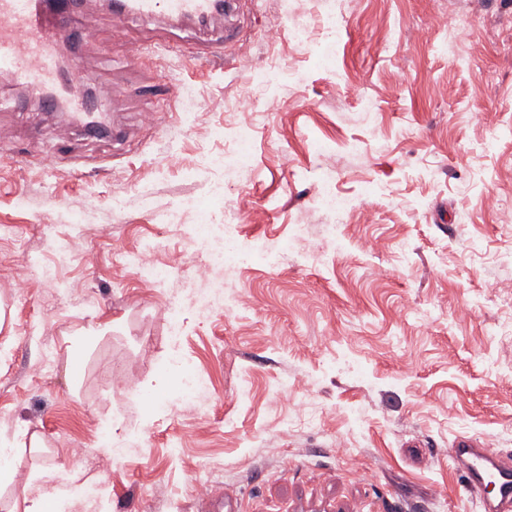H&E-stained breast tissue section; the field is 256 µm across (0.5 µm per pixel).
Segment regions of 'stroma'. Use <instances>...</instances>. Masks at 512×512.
Returning <instances> with one entry per match:
<instances>
[{
    "label": "stroma",
    "instance_id": "obj_1",
    "mask_svg": "<svg viewBox=\"0 0 512 512\" xmlns=\"http://www.w3.org/2000/svg\"><path fill=\"white\" fill-rule=\"evenodd\" d=\"M78 24L101 46L73 75L111 90L115 138H57L0 76V439L45 442L15 448L0 512L46 469L47 512H483L451 449L487 440L512 465V0H234L204 31L93 4ZM133 36L163 48L131 66ZM207 40L223 57H187ZM159 80L178 97L146 91ZM241 153L251 170L225 180L214 158ZM324 178L350 210L321 208ZM218 185L213 223L280 258L241 263L203 320L190 203ZM177 358L209 384L197 405L172 392ZM77 468L105 504L73 496ZM338 26L339 17L337 13L336 17L334 14H331L324 20L323 28L326 32V35L323 41L318 45L317 52V55L321 60H330L335 57L338 40Z\"/></svg>",
    "mask_w": 512,
    "mask_h": 512
}]
</instances>
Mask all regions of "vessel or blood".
Here are the masks:
<instances>
[{
    "label": "vessel or blood",
    "instance_id": "b4317fda",
    "mask_svg": "<svg viewBox=\"0 0 512 512\" xmlns=\"http://www.w3.org/2000/svg\"><path fill=\"white\" fill-rule=\"evenodd\" d=\"M227 0H108L118 19L164 20L199 28L223 17ZM81 0H0V74L29 84L52 102L63 127L83 125L88 136L109 134V127L91 111L87 98L74 90L71 74L59 67V47L71 45L79 57L95 44L93 32L77 28ZM452 455L468 486L493 485L501 506L512 505V466L490 444L470 437L458 438Z\"/></svg>",
    "mask_w": 512,
    "mask_h": 512
}]
</instances>
